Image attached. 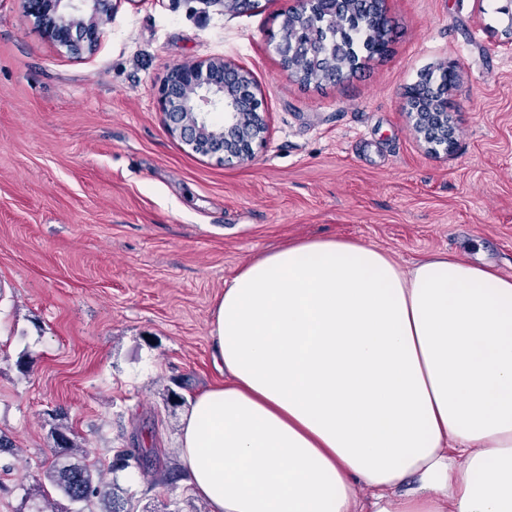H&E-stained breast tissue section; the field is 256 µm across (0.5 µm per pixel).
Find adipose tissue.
I'll use <instances>...</instances> for the list:
<instances>
[{
  "label": "adipose tissue",
  "mask_w": 512,
  "mask_h": 512,
  "mask_svg": "<svg viewBox=\"0 0 512 512\" xmlns=\"http://www.w3.org/2000/svg\"><path fill=\"white\" fill-rule=\"evenodd\" d=\"M179 452L211 512H512V277L327 237L244 264Z\"/></svg>",
  "instance_id": "obj_1"
}]
</instances>
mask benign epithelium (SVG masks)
Returning <instances> with one entry per match:
<instances>
[{
    "label": "benign epithelium",
    "mask_w": 512,
    "mask_h": 512,
    "mask_svg": "<svg viewBox=\"0 0 512 512\" xmlns=\"http://www.w3.org/2000/svg\"><path fill=\"white\" fill-rule=\"evenodd\" d=\"M117 0H21L24 17L67 54L94 53L106 35L103 22L114 16ZM406 98L413 129L427 152L448 155L454 127L448 98L421 84ZM158 105L169 132L191 154L214 157L226 166L246 164L269 134L267 113L249 71L222 57L169 68L158 89Z\"/></svg>",
    "instance_id": "benign-epithelium-1"
}]
</instances>
